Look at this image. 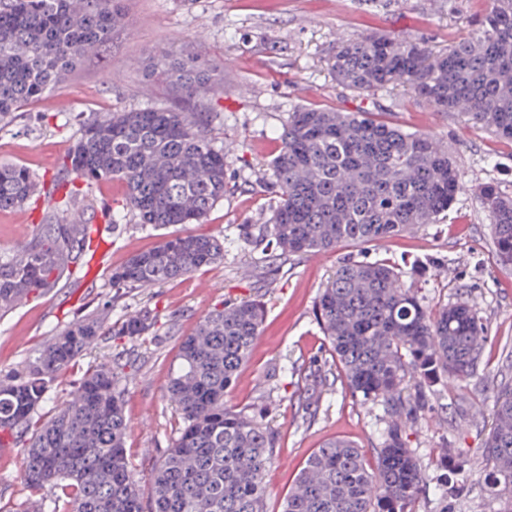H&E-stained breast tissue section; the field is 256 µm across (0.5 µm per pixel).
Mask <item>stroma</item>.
I'll use <instances>...</instances> for the list:
<instances>
[{
  "mask_svg": "<svg viewBox=\"0 0 512 512\" xmlns=\"http://www.w3.org/2000/svg\"><path fill=\"white\" fill-rule=\"evenodd\" d=\"M123 6L124 26L65 81L26 107L12 126L0 130V162L26 166L41 179L55 178L82 115L176 102L174 84L156 82L154 73L172 59L194 55L212 74L201 109L219 115L212 137L227 157L234 190L187 230L227 238L224 256L161 287L114 297L113 268L175 229L135 224L122 208L125 185L99 182L72 201L70 213L90 225L104 224L103 208L115 215L103 267L83 286L60 283L0 316V379L20 370L77 316L99 309L116 319L144 305L155 309L152 335L125 345L139 357L124 382L130 424L126 450L146 494L150 467L171 445L178 426L166 386L178 363L179 337L192 333L213 307L259 296L266 319L226 402L263 413L276 431L264 509L282 512L283 498L314 448L332 437L345 438L371 461L384 426L382 407L362 404L346 388L315 317L321 288L342 262L378 260L400 268L418 262L427 273L410 286L427 308L435 312L467 301L483 319L486 340L475 375L439 391L431 410L406 432L407 446L429 485L416 512H438L436 460L449 448L459 454L452 479L461 493L448 512H503L489 490L480 448L496 388L512 379V268L497 261L491 219L478 189L489 186L512 198V141L500 140L458 113L435 111L403 89L358 95L337 84L326 65L340 34L392 33L446 48L479 26L489 0H123ZM305 107L368 110L406 131L431 134L452 155L462 184L447 216L381 243L276 259L262 239L277 201L271 161L289 112ZM47 207L44 201L32 203L25 222L15 212L0 211L1 255L29 240L32 224ZM108 351L106 343H95L61 371L40 415H49ZM147 406L153 410L152 425L144 429L139 420ZM22 469V449L0 452V512H23L25 503L37 500L22 481Z\"/></svg>",
  "mask_w": 512,
  "mask_h": 512,
  "instance_id": "obj_1",
  "label": "stroma"
}]
</instances>
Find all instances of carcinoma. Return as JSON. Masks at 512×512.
<instances>
[{"label":"carcinoma","mask_w":512,"mask_h":512,"mask_svg":"<svg viewBox=\"0 0 512 512\" xmlns=\"http://www.w3.org/2000/svg\"><path fill=\"white\" fill-rule=\"evenodd\" d=\"M121 0H0V129L51 91L123 23ZM336 82L367 97L401 87L442 112H459L512 141V0H493L476 32L443 50L393 34L339 36L328 59ZM178 107L91 112L54 181L53 213L9 257L0 255V311L18 295L42 294L82 267L88 228L69 216L71 200L106 180L127 189L123 208L142 225L201 221L231 192L224 150L211 137L212 112L195 111L212 81L196 58L169 68ZM278 201L270 218L272 250L283 257L338 246L379 243L445 217L459 190L454 162L439 143L367 112L305 108L288 114L272 160ZM33 172L0 164V210L31 201ZM492 218L497 261L512 265V200L481 190ZM224 256V239L191 233L166 237L112 271L119 298L159 287ZM351 396L387 414L376 467L349 440L325 442L305 460L283 512H413L426 477L407 447L406 429L430 407L436 387L475 374L485 338L478 312L457 302L431 314L403 272L381 262H342L316 304ZM262 300L214 307L179 340L167 398L179 417L171 447L150 469L144 499L124 442V369L120 352L96 364L70 398L37 417L57 374L98 341H143L157 323L147 306L115 322L94 312L51 337L20 373L0 382V443L24 451L22 478L35 489L61 485L65 507L42 512H264L265 476L275 431L236 411L225 396L260 336ZM495 421L483 456L491 490L512 512V383L494 396ZM440 512L459 487L438 484Z\"/></svg>","instance_id":"cac0c4a2"}]
</instances>
